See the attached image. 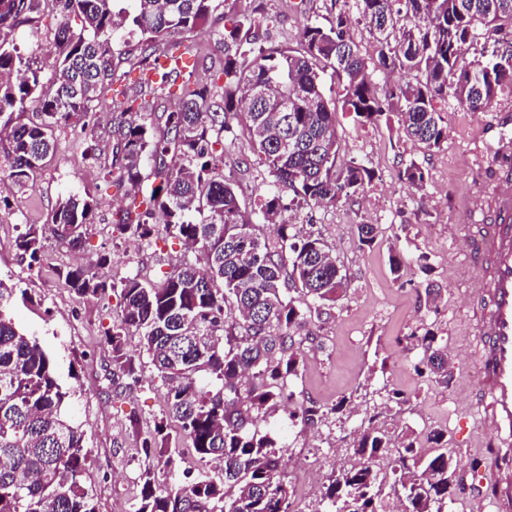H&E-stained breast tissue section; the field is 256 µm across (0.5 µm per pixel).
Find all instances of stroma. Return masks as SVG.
<instances>
[{
    "label": "stroma",
    "mask_w": 512,
    "mask_h": 512,
    "mask_svg": "<svg viewBox=\"0 0 512 512\" xmlns=\"http://www.w3.org/2000/svg\"><path fill=\"white\" fill-rule=\"evenodd\" d=\"M227 7L256 8L266 17L259 46L290 50L299 48L305 24L330 25L342 11L350 18V34L362 54L376 55L354 0H229ZM56 18V7L46 5L35 21L16 32L21 51L44 65L53 58ZM217 33L209 25L196 32L195 41L208 59L181 73L177 84L205 85L221 94V84L214 81L223 57L215 44ZM139 40L130 25L116 30L112 91L135 97L141 113L160 131L162 115L175 101L141 88L140 71L127 60ZM441 112L448 138L436 149L405 138L395 113L384 114L374 124H361L351 114L337 112V164L361 161L374 171L373 180L352 199L283 214L286 222L319 232L351 281L346 295L313 321L316 340L304 343L302 370L292 386L295 401L330 407L343 399L349 412L331 416L323 425L298 424L280 431L295 512H313L315 507L299 473L312 470L326 479L336 465L350 459L353 432L370 418L390 428H410L422 437L434 428L447 430L448 450L467 485L457 496L454 512H474L477 502L491 495V486L475 478L472 467L477 460L468 452L474 435L486 429L472 381L480 340L468 330L483 302L473 294L470 278L483 226L490 221V203L503 176L494 154L502 148L512 153V90L503 89L482 112L469 111L453 100L442 104ZM110 123V111L101 109L94 133L84 132L77 123L58 132L57 153L33 187L7 191V204L0 208V282L15 293L0 310L38 340L53 357L61 382L75 390L67 413L92 450L83 481L98 512H132L140 491L141 442L163 421L166 388L148 362L135 383L115 372L102 336L120 311V285L126 278L159 282L162 275L179 269L188 252L172 238L150 243L112 235V213L127 200L117 190L118 175L110 168ZM231 125L233 131L224 139V174L234 180L241 207L249 210L269 189L271 178L253 154L241 119H233ZM411 163L425 170L423 187L400 180V170ZM67 194L97 205L84 247L72 250L45 233L40 266L29 269L16 246L22 225L44 223ZM360 224L378 227L374 244L359 241ZM104 252L110 256L104 270L110 289L98 298L75 295L60 279V270L95 265ZM393 253L404 260L398 279L389 267ZM431 289L438 290L437 300H429ZM429 330L442 337L452 358L453 375L444 388L427 384L415 372L418 352L403 344L404 336ZM384 386L410 394V402L402 407L385 404L380 392Z\"/></svg>",
    "instance_id": "35a3bbf8"
}]
</instances>
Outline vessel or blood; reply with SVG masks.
Here are the masks:
<instances>
[{
    "label": "vessel or blood",
    "instance_id": "obj_1",
    "mask_svg": "<svg viewBox=\"0 0 512 512\" xmlns=\"http://www.w3.org/2000/svg\"><path fill=\"white\" fill-rule=\"evenodd\" d=\"M491 210L470 286L484 301L473 325L482 343L477 386L484 419L498 446L507 447L512 445V174L502 177ZM484 463L495 487L493 512H512V466L495 457Z\"/></svg>",
    "mask_w": 512,
    "mask_h": 512
}]
</instances>
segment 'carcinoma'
<instances>
[{
  "label": "carcinoma",
  "mask_w": 512,
  "mask_h": 512,
  "mask_svg": "<svg viewBox=\"0 0 512 512\" xmlns=\"http://www.w3.org/2000/svg\"><path fill=\"white\" fill-rule=\"evenodd\" d=\"M48 1L59 8L49 73L21 52L15 38L16 29L34 21ZM133 2L127 18L113 13L112 0H0L6 180L19 190L33 186L55 153V132L76 121L88 129L94 109L109 103L111 166L121 183L141 194L133 208L112 215L113 232L150 242L158 237L159 214L166 234L200 246L204 262L186 261L159 284L123 281V308L105 343L112 364L135 382L137 363L148 356L167 389L166 418L179 423L200 460L219 464L221 472L217 480L202 474L177 481L161 423L156 435L142 441L133 510L292 512L284 447L259 427L293 399L288 383L299 375L300 349L315 341L305 328L321 307L341 299L348 276L319 234L281 224L276 240L259 237L234 183L224 177L222 146L224 134L232 132L230 120L244 117L251 148L272 177L273 190L261 196L253 214L275 221L285 209L283 189L299 204L334 206L351 199L374 172L354 161L336 167V108L323 92L321 73L329 69L344 82L342 110L356 121L375 123L394 112L405 137L438 148L448 136L439 102L451 96L471 111L484 110L504 86L512 87V0H356L369 31L377 34L378 67L419 75L395 92L371 79L342 13L328 27L304 25L297 50L257 53L262 21L252 11L227 17L224 0ZM73 14L82 19L78 29L70 24ZM127 19L141 35L137 67L144 72L157 70L163 57L188 54L199 63L192 33L210 20H224L220 100L183 86L180 106L166 113L158 134L152 123L132 118L135 99L107 98L113 34ZM480 29L497 36L499 47L469 60L464 46ZM280 100L288 101V111H275ZM30 103L38 104V112L23 122ZM399 176L415 187L426 181L414 163ZM95 210L93 201L68 194L46 225H24L17 248L28 266L40 261L47 225L70 248H81ZM60 275L79 296L108 289L107 279L87 268ZM131 334L139 338L137 353L127 349ZM418 345L423 354L416 370L448 387V347L431 331ZM69 396L50 355L0 312V512H97L82 481L91 449L66 413ZM345 407L344 399L327 409L301 403L288 410V419L311 427ZM425 442L423 452L419 438L405 429L360 428L354 460L332 471L313 512H382L391 489L401 492L402 512H448L465 489L464 479L448 454L447 432L433 430Z\"/></svg>",
  "instance_id": "cac0c4a2"
}]
</instances>
